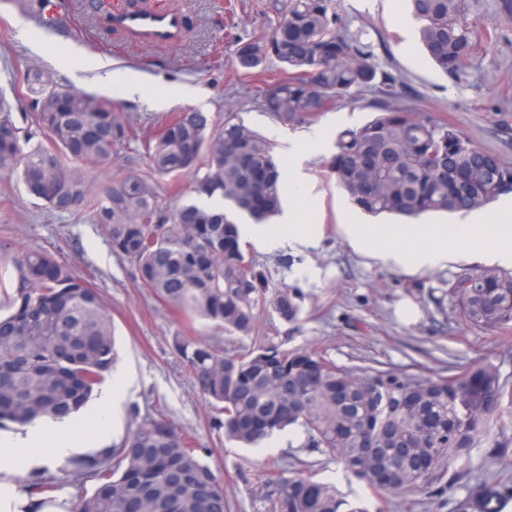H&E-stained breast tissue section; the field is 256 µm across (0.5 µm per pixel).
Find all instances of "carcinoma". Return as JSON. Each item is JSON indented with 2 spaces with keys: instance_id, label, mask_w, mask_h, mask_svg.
I'll return each mask as SVG.
<instances>
[{
  "instance_id": "cac0c4a2",
  "label": "carcinoma",
  "mask_w": 512,
  "mask_h": 512,
  "mask_svg": "<svg viewBox=\"0 0 512 512\" xmlns=\"http://www.w3.org/2000/svg\"><path fill=\"white\" fill-rule=\"evenodd\" d=\"M39 28L43 6L23 0ZM419 41L443 73L466 76L481 35L469 0H409ZM279 17L263 37L236 38L237 67L262 78L261 102L291 128L381 93L377 115L336 134L327 162L348 200L369 214L415 219L471 212L512 194V163L472 142L432 112L396 103V78L380 68L364 32L343 24L333 0H273ZM274 60L279 72L265 78ZM11 88L32 101L17 119L0 98V178L17 177L53 213L90 212L112 251L131 262L143 287L186 323L237 338L255 334L258 308L295 323L300 296L269 293L268 281L241 242L237 218L261 224L280 213L284 171L271 141L224 113L218 127L202 112H177L142 137L138 119L94 95L62 89L47 74L19 66ZM54 101L51 112L38 100ZM149 171L136 170L139 156ZM120 160L125 176L92 191L87 168ZM191 176L195 198L166 206L156 178ZM17 283L0 315V429L78 415L118 359L112 316L99 292L48 251L16 258ZM458 319L471 328L512 331V273L485 268L442 281ZM171 347L217 412L224 440L261 448L279 433L300 438L362 483L377 499L465 496L456 512H501L512 486L468 468L490 429L512 419V382L484 360L454 373L411 375L398 369L338 365L313 349L265 340L228 351L217 340L171 336ZM208 450L167 419L142 422L116 446L72 457L25 483L33 510L55 502L65 481L93 482L76 512H230L224 481ZM256 512H365L315 464L297 456L268 463L254 493Z\"/></svg>"
}]
</instances>
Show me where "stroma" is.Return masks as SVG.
I'll return each instance as SVG.
<instances>
[{
  "instance_id": "35a3bbf8",
  "label": "stroma",
  "mask_w": 512,
  "mask_h": 512,
  "mask_svg": "<svg viewBox=\"0 0 512 512\" xmlns=\"http://www.w3.org/2000/svg\"><path fill=\"white\" fill-rule=\"evenodd\" d=\"M75 2L65 32L33 25L23 40L17 31L23 19L18 5L0 0V88L10 86L11 65L26 62L49 73L63 88L94 94L111 101L115 111L140 117L148 134L174 112H202L219 124L231 110L270 139L283 159L285 177L305 180L304 200L288 197L284 205L299 206L324 225V240L312 256L323 274L315 282L301 281L291 277L281 253L251 250L270 289H296L302 302L296 324L261 309L256 339L314 348L340 365L369 364L416 375L444 373L488 358L503 376L512 378V336L467 327L442 296L441 280L457 274L458 266L409 276L361 258L339 236L341 224L389 221L388 216L374 219L353 209L325 166L335 151L337 131L374 116L375 94L365 90L358 100L324 113L308 127L276 123L259 104L260 80L237 72L233 64L237 37L267 36L277 26L272 0H147L150 12L175 14L182 20L180 38L167 43L134 40L123 31L108 29L106 17L127 12V0ZM336 2L345 24L364 32L380 66L397 77L400 104L438 114L480 147L512 162V9L504 10L505 0H474L473 17L492 38L481 42L460 82L424 55L406 0ZM88 60L140 76L144 95L132 98L115 82H98L82 70ZM184 89L189 97H181ZM311 129L320 133L314 146L306 141ZM43 249L91 283L114 320L120 349L117 367L127 384L113 443H120L148 418H168L191 434L199 447L211 450L209 462L220 470L233 499L231 512H255L253 494L267 462L296 450L303 458L318 461V452L299 449L298 439L285 433L259 449L225 442L213 424V409L169 345L170 336L182 326L180 319L141 288L133 265L113 253L90 214L49 212L34 203L19 180H0V291L9 293L16 286L13 257ZM405 305L415 307L413 317L401 315ZM319 473L368 512H454L457 502L453 495L445 501L391 496L382 505L364 486L348 481L335 463H321Z\"/></svg>"
}]
</instances>
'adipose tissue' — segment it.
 <instances>
[{"label": "adipose tissue", "mask_w": 512, "mask_h": 512, "mask_svg": "<svg viewBox=\"0 0 512 512\" xmlns=\"http://www.w3.org/2000/svg\"><path fill=\"white\" fill-rule=\"evenodd\" d=\"M338 231L356 253L409 275L429 274L448 264L512 269V224H342ZM242 242L260 251H277L293 258L295 278H315L307 260L322 243L324 227L310 223L302 210H287L280 223L243 224ZM117 389L106 392L91 421L92 438L80 440L68 420L38 421L5 437L7 451L0 455V512H30L22 479L57 458L82 454L112 431L121 397L124 374H117Z\"/></svg>", "instance_id": "obj_1"}]
</instances>
